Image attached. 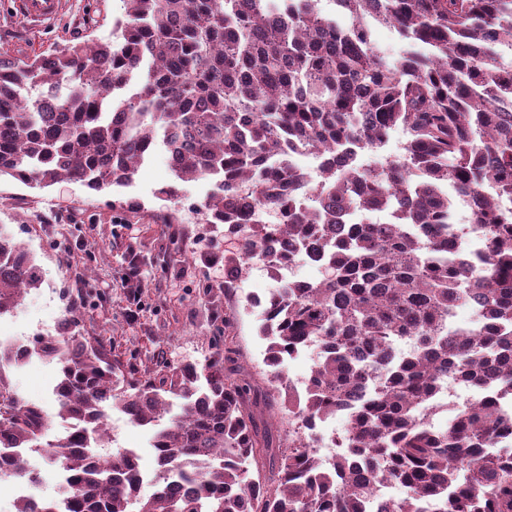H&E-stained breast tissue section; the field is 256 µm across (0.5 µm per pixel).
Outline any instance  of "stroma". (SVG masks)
<instances>
[{
  "label": "stroma",
  "instance_id": "stroma-1",
  "mask_svg": "<svg viewBox=\"0 0 512 512\" xmlns=\"http://www.w3.org/2000/svg\"><path fill=\"white\" fill-rule=\"evenodd\" d=\"M70 3L55 29L35 37L0 0V52L21 58L54 44L108 41L126 8L124 0ZM166 154L156 146L129 186L99 193L74 181L38 189L0 180V224L36 255L43 271L41 286L0 318V329L24 340L53 333L69 302L67 290L85 283L86 304L77 312L82 333L101 337L114 356L143 371L209 358L224 315L233 310L237 363L257 390L268 391L266 342L257 334L260 310L247 299L278 282L257 262L236 287L225 288L222 265L208 246L211 229L194 210L210 185L203 179L180 183L175 203L158 196L173 178ZM117 199L137 200L141 208H116ZM56 378L55 366L41 362L11 373L25 399L50 410ZM112 446L137 451L144 469L153 471L150 430L118 411L112 414Z\"/></svg>",
  "mask_w": 512,
  "mask_h": 512
}]
</instances>
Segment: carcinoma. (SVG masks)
<instances>
[{
  "mask_svg": "<svg viewBox=\"0 0 512 512\" xmlns=\"http://www.w3.org/2000/svg\"><path fill=\"white\" fill-rule=\"evenodd\" d=\"M319 2L125 0L107 42L0 56V177L125 187L160 135L177 180L221 176L195 206L205 223L231 235L249 209L280 215L224 251V286L275 248L273 275L299 247L325 258L319 280L250 298L292 429L268 477L250 475L269 452L250 410L262 397L227 344L141 374L69 310L56 334L28 340L58 370L54 414L11 381L33 358L0 346V439L45 449L71 488L15 512H371L396 484L408 493L380 512H512V0H331L347 27ZM376 25L406 54L380 55ZM399 128L400 155L356 164ZM294 142L328 152L312 206L296 168L267 164ZM456 200L470 223H456ZM386 210L387 222L355 220ZM42 281L0 227V317ZM468 305L479 321L456 325ZM308 342L321 358L298 392L283 362ZM454 382L481 397L437 429ZM107 405L153 432L147 498L138 457L107 464L83 446L108 442ZM339 408L345 451L325 465L306 429ZM54 419L75 433L48 437Z\"/></svg>",
  "mask_w": 512,
  "mask_h": 512,
  "instance_id": "1",
  "label": "carcinoma"
}]
</instances>
